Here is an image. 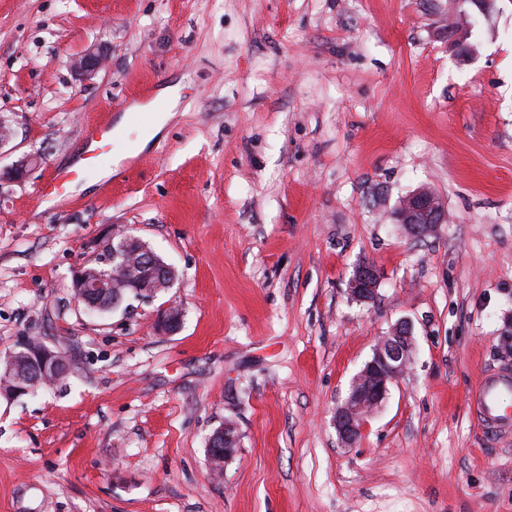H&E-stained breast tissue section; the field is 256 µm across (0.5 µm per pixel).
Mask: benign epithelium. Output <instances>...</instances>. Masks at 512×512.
Returning <instances> with one entry per match:
<instances>
[{"label": "benign epithelium", "instance_id": "7a95c632", "mask_svg": "<svg viewBox=\"0 0 512 512\" xmlns=\"http://www.w3.org/2000/svg\"><path fill=\"white\" fill-rule=\"evenodd\" d=\"M71 66L77 74L91 76L102 67V57L100 53L91 50L72 60ZM35 162L36 158L25 157L6 171L3 178L22 180ZM394 217L409 235L418 238L433 234L439 225L448 222V212L442 199L427 187H421L402 198L395 208ZM105 249L112 251L109 261L115 269L113 277L120 278V285L115 288L116 298L112 299L114 307L122 301L120 290L126 286L138 288L147 298L152 299L176 283L174 268L155 256L141 239L124 229L112 234ZM379 282L377 268L362 263L354 267L348 281V290L355 299L371 302L377 296ZM73 287L80 302L88 304L101 288L99 274L81 268L75 272ZM181 321L182 310L171 304L161 313L159 327L165 333H173L180 327ZM414 346L410 323H397L390 334L379 341L371 359L353 377L348 395L334 416V426L342 447H350L359 439L365 418L381 405L389 386L406 371ZM5 363L8 368L6 375L0 378V394L8 398L22 396L36 382H52L66 371V362L61 352L45 345L37 348L32 343L23 344L9 352ZM219 445L224 446V459L235 454L237 437L232 425H225L210 437L208 449Z\"/></svg>", "mask_w": 512, "mask_h": 512}]
</instances>
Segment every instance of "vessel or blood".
Returning <instances> with one entry per match:
<instances>
[{
  "mask_svg": "<svg viewBox=\"0 0 512 512\" xmlns=\"http://www.w3.org/2000/svg\"><path fill=\"white\" fill-rule=\"evenodd\" d=\"M122 135V130L109 123L88 127L83 164L58 172L49 191L50 196L61 203L68 201L71 184L83 180L92 167L106 161L113 140ZM470 401L473 414L488 438L499 443L512 440L511 363L505 362L495 369L484 371Z\"/></svg>",
  "mask_w": 512,
  "mask_h": 512,
  "instance_id": "obj_1",
  "label": "vessel or blood"
}]
</instances>
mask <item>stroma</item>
<instances>
[{
  "label": "stroma",
  "mask_w": 512,
  "mask_h": 512,
  "mask_svg": "<svg viewBox=\"0 0 512 512\" xmlns=\"http://www.w3.org/2000/svg\"><path fill=\"white\" fill-rule=\"evenodd\" d=\"M449 2L0 0V171L39 158L0 181V357L31 341L68 365L0 396V512H512V445L468 401L512 361V0L473 35ZM169 87L142 155L44 197L85 125ZM422 186L449 219L418 240L393 211ZM116 225L178 280L93 314L73 276ZM365 261L370 304L347 290ZM401 320L413 363L340 447L336 408ZM379 282L377 268L372 264L362 263L354 267L348 281V290L358 301L371 302L377 296ZM215 445L217 447H214ZM219 445L224 446V462L235 454L237 437L231 424H226L224 428L213 433L209 439L208 451L210 452L213 448H219Z\"/></svg>",
  "instance_id": "35a3bbf8"
}]
</instances>
